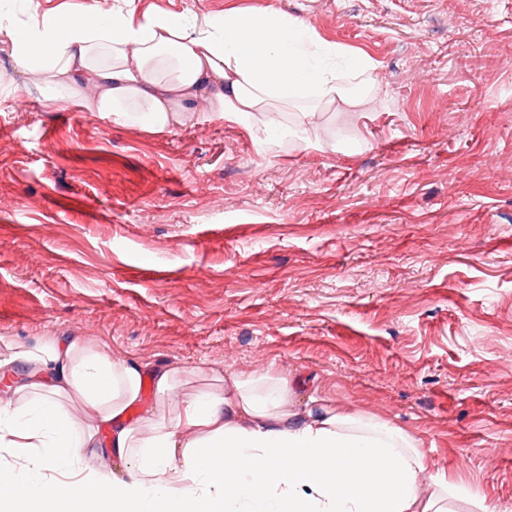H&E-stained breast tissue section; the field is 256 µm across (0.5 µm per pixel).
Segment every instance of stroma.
<instances>
[{
  "instance_id": "1",
  "label": "stroma",
  "mask_w": 512,
  "mask_h": 512,
  "mask_svg": "<svg viewBox=\"0 0 512 512\" xmlns=\"http://www.w3.org/2000/svg\"><path fill=\"white\" fill-rule=\"evenodd\" d=\"M134 6L273 9L380 85L268 150L199 110H48L0 69V353L81 336L148 372L284 377L418 437L453 512H512V0Z\"/></svg>"
}]
</instances>
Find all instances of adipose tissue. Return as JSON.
Here are the masks:
<instances>
[{"label":"adipose tissue","mask_w":512,"mask_h":512,"mask_svg":"<svg viewBox=\"0 0 512 512\" xmlns=\"http://www.w3.org/2000/svg\"><path fill=\"white\" fill-rule=\"evenodd\" d=\"M28 19L0 18V41L39 76L42 104L81 102L101 118L165 127L170 113L206 102L263 142L287 139L279 115L310 118L336 100L364 99L376 66L337 55L300 23L273 10L232 9L190 23L109 9L55 14L27 0ZM27 364L26 382L13 365ZM187 374L144 378L79 336L0 355V447L27 456L0 465V512H450L453 484L427 479L421 441L402 428L329 404H291L284 378L225 376L221 391L189 395L132 424L145 381L158 395ZM79 400L85 418L65 409ZM109 428V448L99 431ZM128 460L116 480L109 455Z\"/></svg>","instance_id":"obj_1"}]
</instances>
